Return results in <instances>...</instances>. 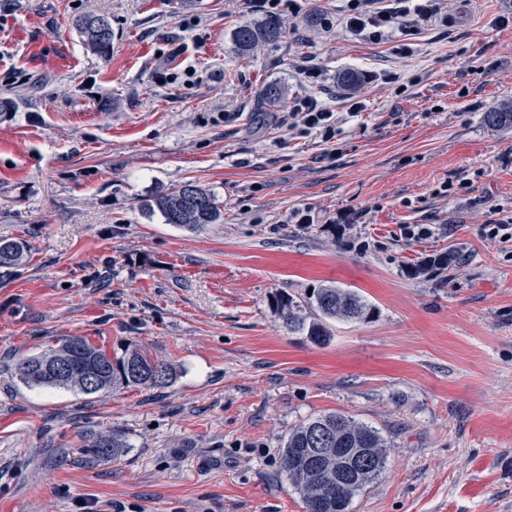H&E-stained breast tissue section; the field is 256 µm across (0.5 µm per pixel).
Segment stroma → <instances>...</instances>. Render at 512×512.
Segmentation results:
<instances>
[{
    "label": "stroma",
    "mask_w": 512,
    "mask_h": 512,
    "mask_svg": "<svg viewBox=\"0 0 512 512\" xmlns=\"http://www.w3.org/2000/svg\"><path fill=\"white\" fill-rule=\"evenodd\" d=\"M299 6L242 53L253 0H0V238L29 248L0 277V512H304L282 440L334 411L392 442L353 512H512V240L483 231L490 207L512 217V129L483 122L512 101V0H445L468 22L434 18L407 52L335 27L342 0ZM88 13L112 26L105 55L76 30ZM272 81L342 115L336 137L289 135L260 98ZM186 181L223 223L144 214ZM446 250L444 272L405 276ZM329 282L378 315L323 345L289 333L272 296ZM65 336L173 378L24 385L17 361ZM112 430L128 449L82 463ZM282 21L275 16L266 17L259 24H245L234 31V43L242 52H251L263 43L275 41L281 34Z\"/></svg>",
    "instance_id": "1"
}]
</instances>
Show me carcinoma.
I'll list each match as a JSON object with an SVG mask.
<instances>
[{"label": "carcinoma", "mask_w": 512, "mask_h": 512, "mask_svg": "<svg viewBox=\"0 0 512 512\" xmlns=\"http://www.w3.org/2000/svg\"><path fill=\"white\" fill-rule=\"evenodd\" d=\"M76 27L86 49L101 55L109 50L112 27L106 17L86 14L77 21ZM281 30L282 21L269 16L259 24L238 27L234 31V43L238 50L251 52L264 43L275 41ZM261 97L266 104L276 106L285 101L286 90L281 84L271 82L263 87ZM483 120L493 129L512 127V105L484 113ZM143 207L150 216L160 214L163 223L192 232L217 224L223 218L214 193L193 181L184 182L170 191L156 193L145 201ZM26 258L27 246L23 242L0 238V274L11 273L12 269L23 265ZM452 262L453 255L443 252L420 264L408 266L406 274L410 278H417L433 269L445 270ZM272 306L288 332L305 335L316 345H323L329 340V322L367 321L375 314V308L357 292L332 283L313 289L311 295L302 300L291 294H276ZM69 352L91 357L100 366L103 380L97 390H86L37 371V366L50 357ZM16 372L30 388H59L84 395L107 393L117 385L161 387L173 377L169 363L155 359L138 348L127 347L121 355L113 357L83 336L63 337L49 351L21 359L16 365ZM127 447L129 444L120 433H97L81 449L82 460L91 463L114 458ZM306 448L327 449L328 458L322 469L315 470L299 463V455ZM338 448H364L365 455L370 457V464L352 476L347 493L334 498L324 512H352L355 497L379 480L387 470L390 444L381 429L338 412L318 414L296 424L283 439L281 469L299 493L305 512H315L324 484L336 480Z\"/></svg>", "instance_id": "carcinoma-1"}]
</instances>
